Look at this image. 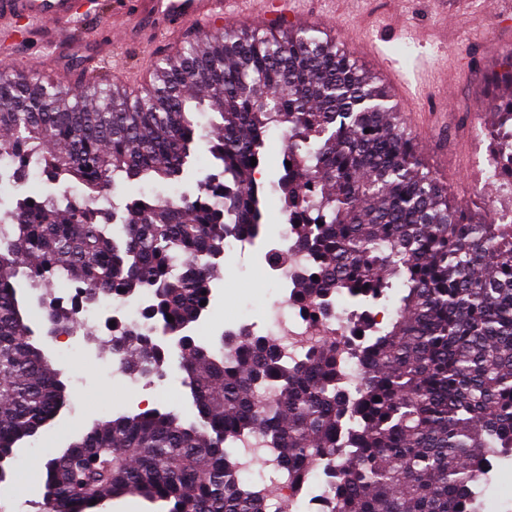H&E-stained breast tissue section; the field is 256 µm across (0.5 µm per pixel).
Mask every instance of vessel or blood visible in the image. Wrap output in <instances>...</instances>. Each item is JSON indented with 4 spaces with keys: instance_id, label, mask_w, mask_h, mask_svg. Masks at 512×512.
I'll return each mask as SVG.
<instances>
[{
    "instance_id": "obj_1",
    "label": "vessel or blood",
    "mask_w": 512,
    "mask_h": 512,
    "mask_svg": "<svg viewBox=\"0 0 512 512\" xmlns=\"http://www.w3.org/2000/svg\"><path fill=\"white\" fill-rule=\"evenodd\" d=\"M252 0H113V12L121 18L132 17V24L112 27L122 43L158 45L170 41L185 23L211 26L228 20L256 29L266 27L268 12L278 7L277 0H264V8L252 10ZM24 18L30 26H50L59 53H84L88 63H95L100 48L83 44L77 33L79 25L75 0H0V24Z\"/></svg>"
}]
</instances>
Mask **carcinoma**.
Instances as JSON below:
<instances>
[{
  "mask_svg": "<svg viewBox=\"0 0 512 512\" xmlns=\"http://www.w3.org/2000/svg\"><path fill=\"white\" fill-rule=\"evenodd\" d=\"M388 101L313 27L185 41L137 89L1 71L0 184L16 194L0 211V473L69 404L34 339L24 278L42 288L47 336L102 293L149 292L145 319L182 336L197 411L188 423L160 408L117 414L73 440L43 463L51 512L128 495L165 512H286L271 493L246 492L228 452L254 431L280 449L289 484L322 467L323 512H480L475 482L512 459V213L489 222L456 206ZM491 107L488 165L512 191V96ZM210 110L215 165L196 193L101 206L124 182L180 180L193 116ZM272 130L291 162L274 182L291 236L272 260L307 256L298 304L327 312L332 298L350 300L359 386L332 340L288 362L277 340L248 329L220 336L217 350L188 335L210 308L225 244L262 224L256 173ZM33 170L57 191L22 193ZM393 291L383 322L374 312ZM109 331L111 351L144 376L169 357L150 333L119 321Z\"/></svg>",
  "mask_w": 512,
  "mask_h": 512,
  "instance_id": "1",
  "label": "carcinoma"
}]
</instances>
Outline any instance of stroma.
I'll return each mask as SVG.
<instances>
[{"instance_id": "obj_1", "label": "stroma", "mask_w": 512, "mask_h": 512, "mask_svg": "<svg viewBox=\"0 0 512 512\" xmlns=\"http://www.w3.org/2000/svg\"><path fill=\"white\" fill-rule=\"evenodd\" d=\"M303 0L302 7L313 16L322 35L334 37L340 47L361 67L375 76L392 69L411 82L421 83L404 119L435 175L450 187L458 205L485 207L494 200L496 209H512V193L498 190L488 180L489 142L482 128L489 121L490 101L512 92V70L505 64L512 55V26L499 22L512 14V0ZM18 38L0 45V70L18 68L66 83L83 74L79 63H63L49 50L47 34L25 30L16 24ZM267 162L263 167L266 209L264 229L272 236L288 230L281 212L280 195L272 187L285 156L286 139L270 132L266 139ZM210 166L205 143H198L190 172L177 186L135 181L120 187L121 195L148 198L173 191L193 193ZM262 248H246L226 255L213 283L212 313L208 334L219 339L225 325L247 317L253 329L271 334L279 295L258 268ZM108 334L99 328L93 335L79 334L74 340L83 357L59 361L55 345L48 356L70 390V403L63 418L44 436L28 444L13 462L12 477L0 482V505L6 512H46L43 493L26 500L13 498L10 490L29 474L28 461L43 462L56 455L95 422L117 413L134 414L146 407L163 405L184 418L194 411L182 375L167 381L164 394L155 396L143 386L103 371L94 355Z\"/></svg>"}]
</instances>
